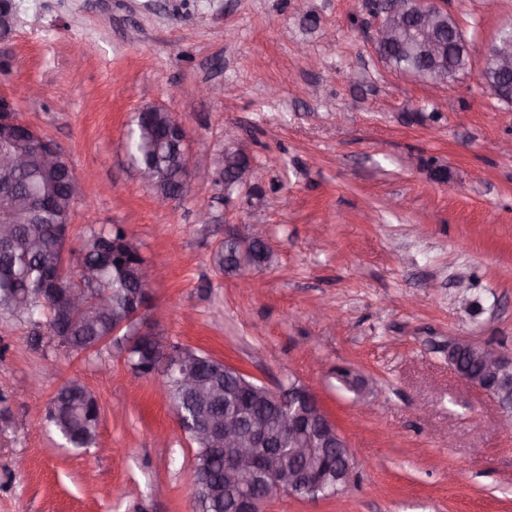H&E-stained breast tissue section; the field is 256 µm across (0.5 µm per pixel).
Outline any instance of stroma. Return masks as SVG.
<instances>
[{
    "instance_id": "stroma-1",
    "label": "stroma",
    "mask_w": 512,
    "mask_h": 512,
    "mask_svg": "<svg viewBox=\"0 0 512 512\" xmlns=\"http://www.w3.org/2000/svg\"><path fill=\"white\" fill-rule=\"evenodd\" d=\"M14 4L0 96L83 185L70 249L85 225H127L164 337L270 388L302 381L358 462L335 496L265 512H512V427L446 353L458 338L512 354V104L479 78L512 0H448L470 64L440 89L376 57L368 0ZM151 104L191 152L239 151L262 180L227 194L193 179L156 208L126 155ZM228 224L272 252L246 290L212 263ZM28 334L0 320V512H195L194 450L158 382L111 349L76 356ZM72 378L100 406L82 453L45 422Z\"/></svg>"
}]
</instances>
